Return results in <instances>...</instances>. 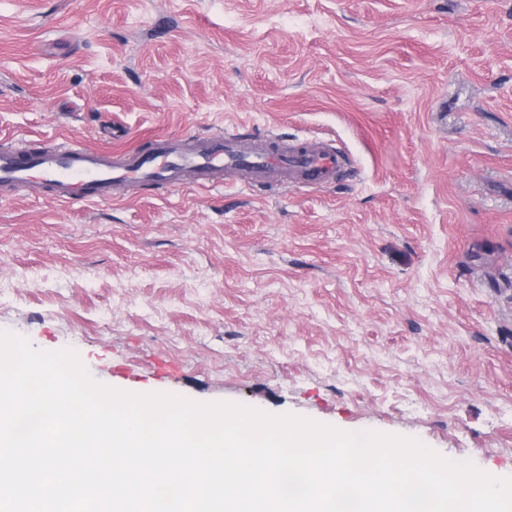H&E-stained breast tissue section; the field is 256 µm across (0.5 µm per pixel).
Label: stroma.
I'll return each mask as SVG.
<instances>
[{
  "label": "stroma",
  "mask_w": 512,
  "mask_h": 512,
  "mask_svg": "<svg viewBox=\"0 0 512 512\" xmlns=\"http://www.w3.org/2000/svg\"><path fill=\"white\" fill-rule=\"evenodd\" d=\"M232 126L320 188L0 183V331L97 381L512 476V0H0V149Z\"/></svg>",
  "instance_id": "1"
}]
</instances>
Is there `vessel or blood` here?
Masks as SVG:
<instances>
[{
  "mask_svg": "<svg viewBox=\"0 0 512 512\" xmlns=\"http://www.w3.org/2000/svg\"><path fill=\"white\" fill-rule=\"evenodd\" d=\"M274 136L245 137L221 131L200 139L187 150L181 141L156 138L150 150L133 146L107 152L82 145L20 155L0 151V183L40 182L60 188L64 200L104 201L114 197L124 182L157 181L186 184L194 174L199 186L219 173H246L251 181H274L281 187L326 186L346 166L336 147H300L288 152L276 146Z\"/></svg>",
  "mask_w": 512,
  "mask_h": 512,
  "instance_id": "vessel-or-blood-1",
  "label": "vessel or blood"
}]
</instances>
